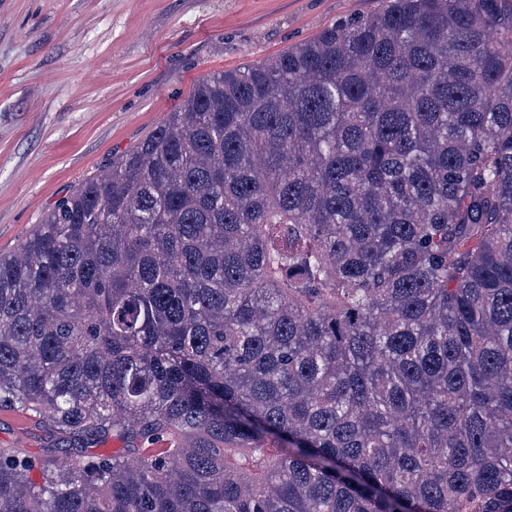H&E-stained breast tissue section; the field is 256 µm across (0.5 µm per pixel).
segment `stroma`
Segmentation results:
<instances>
[{"instance_id":"1","label":"stroma","mask_w":512,"mask_h":512,"mask_svg":"<svg viewBox=\"0 0 512 512\" xmlns=\"http://www.w3.org/2000/svg\"><path fill=\"white\" fill-rule=\"evenodd\" d=\"M377 0H0V254L82 180L147 139L203 75L258 62ZM0 448L75 464L119 450L63 442L0 409Z\"/></svg>"}]
</instances>
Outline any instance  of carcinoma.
Listing matches in <instances>:
<instances>
[{
    "mask_svg": "<svg viewBox=\"0 0 512 512\" xmlns=\"http://www.w3.org/2000/svg\"><path fill=\"white\" fill-rule=\"evenodd\" d=\"M3 406L123 448L0 512H512V0L200 79L0 256Z\"/></svg>",
    "mask_w": 512,
    "mask_h": 512,
    "instance_id": "carcinoma-1",
    "label": "carcinoma"
}]
</instances>
